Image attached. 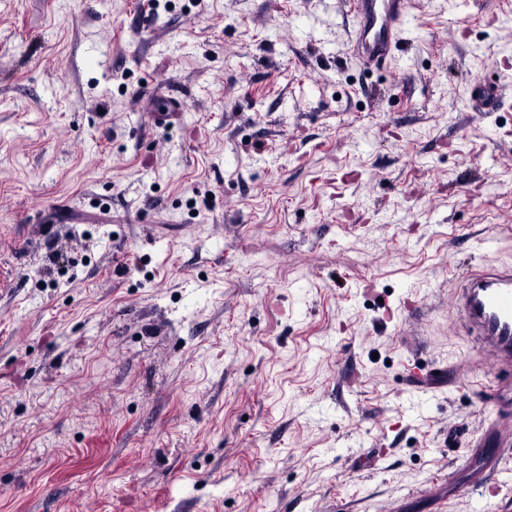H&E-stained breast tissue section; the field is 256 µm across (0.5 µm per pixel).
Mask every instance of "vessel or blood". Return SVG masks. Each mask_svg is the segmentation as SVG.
Here are the masks:
<instances>
[{
  "label": "vessel or blood",
  "mask_w": 512,
  "mask_h": 512,
  "mask_svg": "<svg viewBox=\"0 0 512 512\" xmlns=\"http://www.w3.org/2000/svg\"><path fill=\"white\" fill-rule=\"evenodd\" d=\"M356 19L352 54L364 67L387 68L401 40L410 0H347ZM448 329L467 337L490 375L503 416L477 431L458 421L448 424V444H466L465 481L449 484L448 495L491 496L502 473L505 448L512 446V265H486L468 271L448 296Z\"/></svg>",
  "instance_id": "b4317fda"
}]
</instances>
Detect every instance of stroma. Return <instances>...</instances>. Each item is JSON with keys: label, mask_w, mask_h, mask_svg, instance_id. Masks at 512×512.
Returning a JSON list of instances; mask_svg holds the SVG:
<instances>
[{"label": "stroma", "mask_w": 512, "mask_h": 512, "mask_svg": "<svg viewBox=\"0 0 512 512\" xmlns=\"http://www.w3.org/2000/svg\"><path fill=\"white\" fill-rule=\"evenodd\" d=\"M0 0V512H512L448 290L512 262V0ZM504 106L475 119L470 87ZM356 19L352 55L364 67L386 69L409 16V0H347ZM465 436L468 437L465 481L461 485L448 481V497L494 496L493 482L504 469L503 451L512 445V421L499 416L492 423H483L476 432H470L458 421L448 422V448L460 444Z\"/></svg>", "instance_id": "35a3bbf8"}]
</instances>
